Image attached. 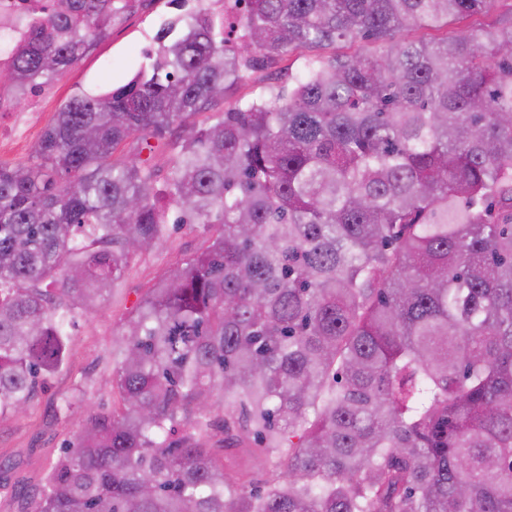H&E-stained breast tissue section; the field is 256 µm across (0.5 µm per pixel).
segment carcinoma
I'll return each mask as SVG.
<instances>
[{
	"mask_svg": "<svg viewBox=\"0 0 512 512\" xmlns=\"http://www.w3.org/2000/svg\"><path fill=\"white\" fill-rule=\"evenodd\" d=\"M132 2L1 14L27 34L0 97L61 77ZM235 2L240 41L177 16L149 66L0 165V415L166 237L129 139L185 133L167 195L207 235L113 339L122 410L83 414L25 512H512V16L411 40L496 0ZM357 40L383 49L319 54ZM288 54L308 61L288 94L214 111ZM230 448L262 469L229 480Z\"/></svg>",
	"mask_w": 512,
	"mask_h": 512,
	"instance_id": "cac0c4a2",
	"label": "carcinoma"
}]
</instances>
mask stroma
<instances>
[{
  "instance_id": "obj_1",
  "label": "stroma",
  "mask_w": 512,
  "mask_h": 512,
  "mask_svg": "<svg viewBox=\"0 0 512 512\" xmlns=\"http://www.w3.org/2000/svg\"><path fill=\"white\" fill-rule=\"evenodd\" d=\"M178 9L170 0H140L108 35L61 78L39 89V102H16L0 112V163L28 161L31 148L73 94H99L126 84L148 65L155 36ZM302 58L290 55L244 71L240 84L224 102L232 109L241 98L287 92L289 81L302 73ZM205 235L187 225L172 226L163 244L134 257L125 275L124 294L90 315H80L70 328L64 367L38 387L26 415L0 416V512H17L14 490L36 491L49 464L74 438L75 419L59 414L60 402L82 388L86 405L102 412L121 406L112 387L108 351L113 335L163 275L184 256L202 251Z\"/></svg>"
}]
</instances>
